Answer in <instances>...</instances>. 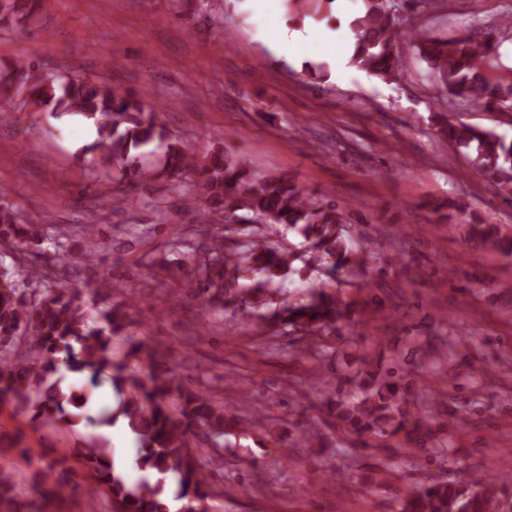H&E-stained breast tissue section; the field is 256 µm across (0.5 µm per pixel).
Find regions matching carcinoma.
Segmentation results:
<instances>
[{
	"label": "carcinoma",
	"mask_w": 512,
	"mask_h": 512,
	"mask_svg": "<svg viewBox=\"0 0 512 512\" xmlns=\"http://www.w3.org/2000/svg\"><path fill=\"white\" fill-rule=\"evenodd\" d=\"M296 13L318 12L324 0H285ZM363 9L352 22L355 49L350 64L368 76L392 81L403 61L396 51L395 17L399 3L408 0H362ZM41 0H0V24L37 22ZM494 32L439 39L419 29L404 38L448 87L451 96L472 109H512V81L490 74L496 58ZM40 110L66 112L93 121L95 139L79 157L128 176L126 186L140 190L164 181L184 195L185 205L207 224L224 219V232L202 239L194 254L190 288L201 301L233 307L266 320L268 337L297 336L325 348L357 322L351 305L334 292L309 288L286 298L282 283L298 273L300 259L275 241L282 230H293L308 252L334 280L345 267L364 262L344 225L342 209L319 199L286 174L263 176L243 161L215 153L197 162L195 152L166 138L157 128L155 108L145 92L134 93L106 82L65 79L43 73L28 57L0 65V112H24L29 101ZM437 135L460 150L475 153L479 172L502 193L512 196V138L492 129L433 117ZM155 145L143 152L141 148ZM239 217L243 226L228 223ZM468 238L493 251L512 254V237L493 224H471ZM41 236V227L22 224L13 207L0 201V240L21 254ZM129 324L125 302L110 305L99 320L88 314L82 294L57 284L48 275L0 264V402L13 400L33 418L61 420L73 425L68 407L75 395L65 394L57 373L87 376L96 384L107 378L121 396L115 413L86 420L109 425L126 419L137 445L135 466L141 476L126 482L114 472L111 451L102 444L76 448L73 455L91 475L87 509L96 510L98 495L111 496L114 512H162L164 480L149 475L175 476L182 512H202L209 497L211 471L207 466L224 458L220 439L228 425L223 407L199 393L187 392L171 374L157 371L160 344L131 345L125 359L112 360V337ZM412 369L394 354L367 357L356 374L338 372L330 385V404L336 418L358 435L415 436L419 445L447 453V423L438 422L442 436L428 428L427 415L411 410L409 376ZM203 436L210 447L191 448ZM21 472L0 457V512H17L8 497ZM486 478L470 481L474 491L464 494L460 484L430 476L402 499L401 512H492L493 501L481 489Z\"/></svg>",
	"instance_id": "obj_1"
}]
</instances>
